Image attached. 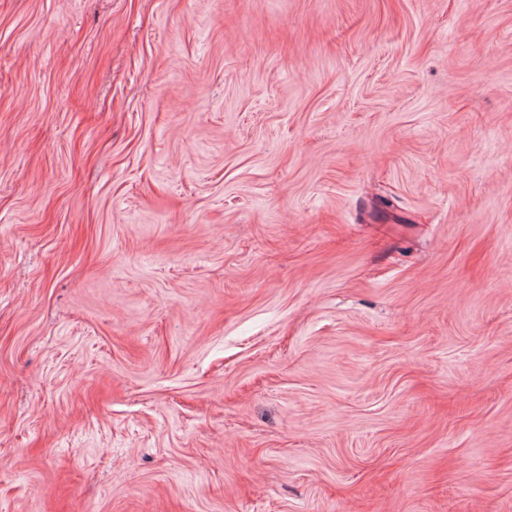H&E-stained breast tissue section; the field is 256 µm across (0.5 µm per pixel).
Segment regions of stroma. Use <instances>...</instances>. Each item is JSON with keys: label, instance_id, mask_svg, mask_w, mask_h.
Wrapping results in <instances>:
<instances>
[{"label": "stroma", "instance_id": "stroma-1", "mask_svg": "<svg viewBox=\"0 0 512 512\" xmlns=\"http://www.w3.org/2000/svg\"><path fill=\"white\" fill-rule=\"evenodd\" d=\"M0 512H512V0H0Z\"/></svg>", "mask_w": 512, "mask_h": 512}]
</instances>
